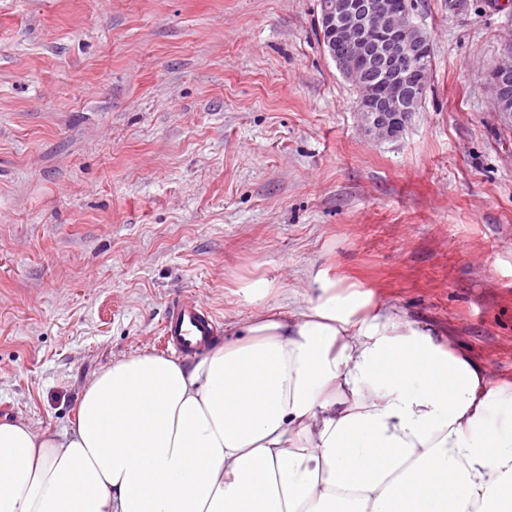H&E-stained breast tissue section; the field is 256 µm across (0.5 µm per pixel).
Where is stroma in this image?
Here are the masks:
<instances>
[{"label": "stroma", "instance_id": "1", "mask_svg": "<svg viewBox=\"0 0 512 512\" xmlns=\"http://www.w3.org/2000/svg\"><path fill=\"white\" fill-rule=\"evenodd\" d=\"M417 3L429 85L380 139L318 0H0V419L70 427L172 301L249 319L255 271L284 305L331 267L511 380L512 0ZM487 80L497 111L512 112V44L506 58L488 72Z\"/></svg>", "mask_w": 512, "mask_h": 512}]
</instances>
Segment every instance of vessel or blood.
Instances as JSON below:
<instances>
[{"instance_id":"1","label":"vessel or blood","mask_w":512,"mask_h":512,"mask_svg":"<svg viewBox=\"0 0 512 512\" xmlns=\"http://www.w3.org/2000/svg\"><path fill=\"white\" fill-rule=\"evenodd\" d=\"M215 323V317L201 301L182 299L170 306L162 335L167 344L191 355L215 338Z\"/></svg>"}]
</instances>
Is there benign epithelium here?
Segmentation results:
<instances>
[{
  "label": "benign epithelium",
  "mask_w": 512,
  "mask_h": 512,
  "mask_svg": "<svg viewBox=\"0 0 512 512\" xmlns=\"http://www.w3.org/2000/svg\"><path fill=\"white\" fill-rule=\"evenodd\" d=\"M401 0H319L324 51L358 94L357 112L380 138L398 136L421 105L432 69L430 35ZM381 64L375 82L364 71ZM497 111L512 112V44L488 72Z\"/></svg>",
  "instance_id": "7a95c632"
}]
</instances>
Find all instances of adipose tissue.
I'll return each instance as SVG.
<instances>
[{"instance_id":"1","label":"adipose tissue","mask_w":512,"mask_h":512,"mask_svg":"<svg viewBox=\"0 0 512 512\" xmlns=\"http://www.w3.org/2000/svg\"><path fill=\"white\" fill-rule=\"evenodd\" d=\"M295 306L242 277L234 340L140 353L70 428L0 421V512H512V380L320 268Z\"/></svg>"}]
</instances>
